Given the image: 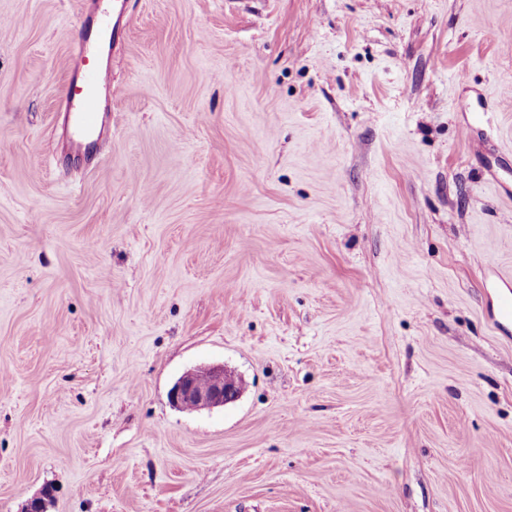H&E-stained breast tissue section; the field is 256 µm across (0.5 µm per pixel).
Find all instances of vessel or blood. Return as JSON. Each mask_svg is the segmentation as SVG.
<instances>
[{
  "label": "vessel or blood",
  "instance_id": "1",
  "mask_svg": "<svg viewBox=\"0 0 512 512\" xmlns=\"http://www.w3.org/2000/svg\"><path fill=\"white\" fill-rule=\"evenodd\" d=\"M127 0H92L81 12L79 36L74 44L73 68L59 105L60 129L72 152L100 140L112 127L105 101L112 92V71L101 61L105 42L127 35L134 13Z\"/></svg>",
  "mask_w": 512,
  "mask_h": 512
}]
</instances>
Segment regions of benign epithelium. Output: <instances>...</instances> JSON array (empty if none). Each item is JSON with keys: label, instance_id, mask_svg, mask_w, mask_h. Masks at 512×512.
Returning a JSON list of instances; mask_svg holds the SVG:
<instances>
[{"label": "benign epithelium", "instance_id": "1", "mask_svg": "<svg viewBox=\"0 0 512 512\" xmlns=\"http://www.w3.org/2000/svg\"><path fill=\"white\" fill-rule=\"evenodd\" d=\"M241 385L222 366L185 372L169 391L171 405L179 410L219 407L238 399Z\"/></svg>", "mask_w": 512, "mask_h": 512}]
</instances>
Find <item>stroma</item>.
Returning a JSON list of instances; mask_svg holds the SVG:
<instances>
[{"instance_id": "obj_1", "label": "stroma", "mask_w": 512, "mask_h": 512, "mask_svg": "<svg viewBox=\"0 0 512 512\" xmlns=\"http://www.w3.org/2000/svg\"><path fill=\"white\" fill-rule=\"evenodd\" d=\"M79 2L0 0V512H512V0H131L68 164ZM241 385L224 366L185 372L169 391L171 405L179 410H201L224 406L238 399Z\"/></svg>"}]
</instances>
